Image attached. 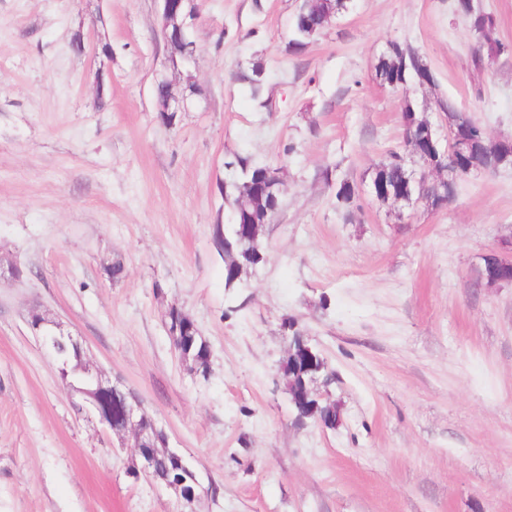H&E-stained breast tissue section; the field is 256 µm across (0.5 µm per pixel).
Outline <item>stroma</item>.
<instances>
[{
    "label": "stroma",
    "instance_id": "obj_1",
    "mask_svg": "<svg viewBox=\"0 0 512 512\" xmlns=\"http://www.w3.org/2000/svg\"><path fill=\"white\" fill-rule=\"evenodd\" d=\"M452 2L347 0L295 55L296 0H195L191 90L158 0H0V261L26 271L0 278V512H512V285L478 281L512 238V165L462 178L442 210L367 191L405 101L444 129L450 100L512 139V60L474 71ZM403 41L434 85L376 78ZM256 63L265 107L231 79ZM160 78L185 101L170 125ZM238 155L283 167L287 192L264 264L231 289L213 226L233 221L222 189ZM328 168L357 185L351 212ZM173 307L208 340L207 375L180 361ZM36 313L216 495L185 506L131 477V433L77 412ZM296 331L326 360L335 428L294 420L279 365Z\"/></svg>",
    "mask_w": 512,
    "mask_h": 512
}]
</instances>
